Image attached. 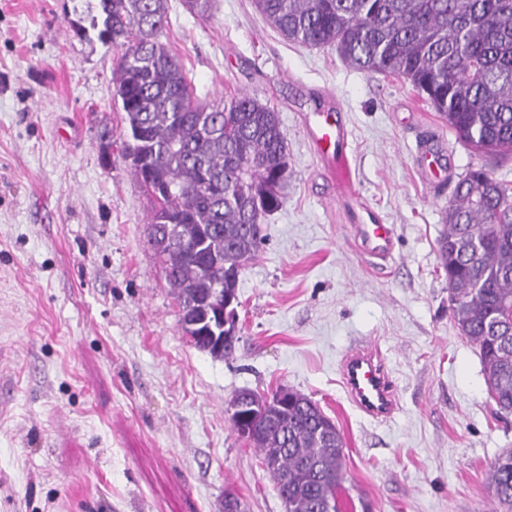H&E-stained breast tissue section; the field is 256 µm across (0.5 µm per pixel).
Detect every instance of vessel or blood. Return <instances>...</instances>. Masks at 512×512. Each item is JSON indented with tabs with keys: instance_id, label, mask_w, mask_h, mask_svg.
<instances>
[{
	"instance_id": "vessel-or-blood-1",
	"label": "vessel or blood",
	"mask_w": 512,
	"mask_h": 512,
	"mask_svg": "<svg viewBox=\"0 0 512 512\" xmlns=\"http://www.w3.org/2000/svg\"><path fill=\"white\" fill-rule=\"evenodd\" d=\"M308 136L324 168L338 180H345L347 155L344 146L348 131L343 121L319 120L308 128ZM354 238L367 255L385 261L395 247L392 225L370 219L353 224ZM341 385L352 406L363 416L375 421L392 417L398 408L394 384L384 357L374 344L350 347L339 362Z\"/></svg>"
}]
</instances>
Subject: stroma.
<instances>
[{
	"instance_id": "1",
	"label": "stroma",
	"mask_w": 512,
	"mask_h": 512,
	"mask_svg": "<svg viewBox=\"0 0 512 512\" xmlns=\"http://www.w3.org/2000/svg\"><path fill=\"white\" fill-rule=\"evenodd\" d=\"M75 0H0V512H286L260 453L231 426L239 390L286 386L340 430V512H491L490 468L512 451L476 345L451 319L437 240L459 177L512 185V158L473 152L407 81L330 47L290 43L252 0L209 17L169 0L161 40L196 98L251 94L277 112L283 206L239 277V342L198 350L146 244L149 199L121 156L118 48L81 37ZM341 111L353 194L306 124ZM393 225L386 265L349 224ZM383 351L400 399L385 423L347 400L339 360Z\"/></svg>"
}]
</instances>
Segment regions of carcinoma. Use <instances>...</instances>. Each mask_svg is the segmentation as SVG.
I'll use <instances>...</instances> for the list:
<instances>
[{
  "label": "carcinoma",
  "instance_id": "carcinoma-1",
  "mask_svg": "<svg viewBox=\"0 0 512 512\" xmlns=\"http://www.w3.org/2000/svg\"><path fill=\"white\" fill-rule=\"evenodd\" d=\"M98 38L122 48L115 99L125 112L124 158L153 199L148 244L161 257L181 329L208 348L224 334L218 287L237 292L262 245L261 224L285 200L288 155L277 112L255 97L193 103L178 57L160 40L168 0H79ZM285 39L336 47L350 66L408 80L476 151L512 156V0H253ZM438 239L456 297L451 317L474 343L496 414H512V187L484 169L454 187ZM260 421L252 436L286 512H339L344 441L316 402L288 407L243 390ZM493 512H512V456L489 472Z\"/></svg>",
  "mask_w": 512,
  "mask_h": 512
}]
</instances>
